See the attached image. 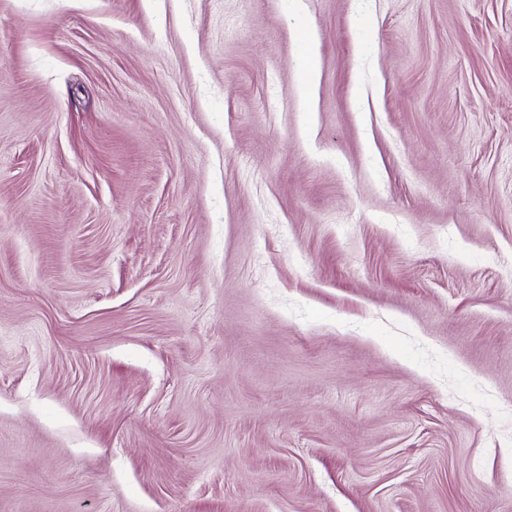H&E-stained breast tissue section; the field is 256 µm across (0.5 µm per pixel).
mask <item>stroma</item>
Returning a JSON list of instances; mask_svg holds the SVG:
<instances>
[{"label": "stroma", "instance_id": "35a3bbf8", "mask_svg": "<svg viewBox=\"0 0 512 512\" xmlns=\"http://www.w3.org/2000/svg\"><path fill=\"white\" fill-rule=\"evenodd\" d=\"M0 512H512V0H0Z\"/></svg>", "mask_w": 512, "mask_h": 512}]
</instances>
